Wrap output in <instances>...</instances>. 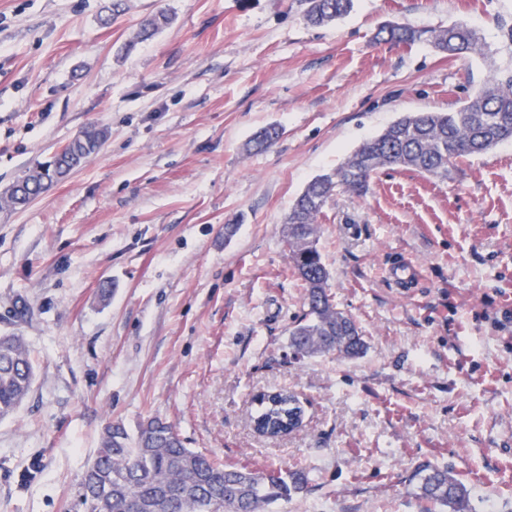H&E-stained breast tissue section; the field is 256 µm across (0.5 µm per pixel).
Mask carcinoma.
<instances>
[{"instance_id": "carcinoma-1", "label": "carcinoma", "mask_w": 512, "mask_h": 512, "mask_svg": "<svg viewBox=\"0 0 512 512\" xmlns=\"http://www.w3.org/2000/svg\"><path fill=\"white\" fill-rule=\"evenodd\" d=\"M306 19L328 25L347 15L353 0H307ZM165 11L154 14L138 32L146 40L169 25ZM385 42H429L450 56L481 55L484 45L468 25L415 29L384 23ZM105 129L91 124L62 154L19 179L0 197L5 210L23 206L53 181L96 153ZM512 139V74H491L461 106L450 112H412L363 142L334 169L314 177L294 201L285 222L294 272L306 290V310L289 331L297 355L336 353L353 359L366 341L356 322L333 304L329 272L318 247L317 218L337 191L361 195L383 168L410 169L446 179L459 161L483 154ZM34 366L23 337L0 336V419L12 415L31 390ZM304 409L287 391L267 395L253 417L254 430L277 439L303 426ZM419 498L440 512H474L466 485L447 468L419 465L411 473ZM302 472L248 470L224 466L187 448L174 426L160 418L142 422L131 435L119 423L107 427L96 456L86 466L81 497L85 512H270L280 500L306 491Z\"/></svg>"}]
</instances>
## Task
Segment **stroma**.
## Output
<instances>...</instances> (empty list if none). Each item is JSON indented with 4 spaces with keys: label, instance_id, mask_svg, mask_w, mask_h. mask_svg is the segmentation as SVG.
<instances>
[{
    "label": "stroma",
    "instance_id": "1",
    "mask_svg": "<svg viewBox=\"0 0 512 512\" xmlns=\"http://www.w3.org/2000/svg\"><path fill=\"white\" fill-rule=\"evenodd\" d=\"M111 4L0 0V196L87 125L107 131L0 209V335L24 336L36 367L0 420V512H84L105 426L152 417L224 465L307 474L273 512H429L408 481L420 463L450 468L474 512H512V140L448 179L384 169L327 202L319 248L358 358L290 349L304 288L284 231L306 184L390 122L512 71V0H354L320 27L304 0ZM160 10L172 23L135 42ZM388 21H461L484 53L375 42ZM270 126L276 142L249 150ZM404 260L411 288L386 275ZM279 390L304 426L269 440L252 417Z\"/></svg>",
    "mask_w": 512,
    "mask_h": 512
}]
</instances>
